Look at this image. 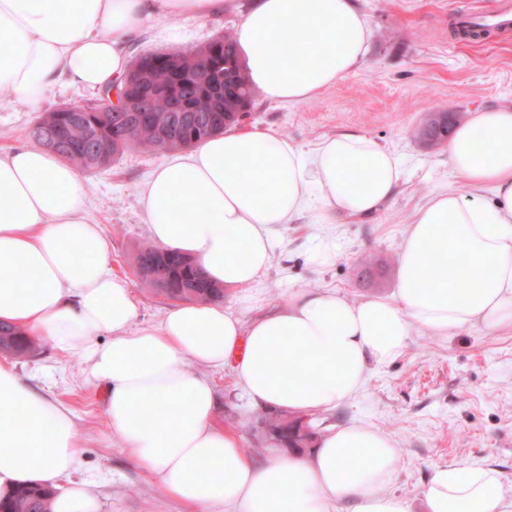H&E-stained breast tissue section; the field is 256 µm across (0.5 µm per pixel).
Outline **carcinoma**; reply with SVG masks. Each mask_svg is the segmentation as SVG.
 I'll use <instances>...</instances> for the list:
<instances>
[{"label": "carcinoma", "instance_id": "cac0c4a2", "mask_svg": "<svg viewBox=\"0 0 512 512\" xmlns=\"http://www.w3.org/2000/svg\"><path fill=\"white\" fill-rule=\"evenodd\" d=\"M145 72L173 85L174 95L150 102L144 111L125 121L119 131L124 147L149 153L189 146L239 122L248 111L254 91L238 59L233 38L224 34L214 42L187 54L150 53L135 58L129 72ZM185 101L192 112L173 111V102ZM111 90L100 93L94 111L75 105L67 112H47L35 124V141L86 172L104 168L121 152L112 145L114 117ZM418 131L426 142L444 141L438 116H426ZM165 131L171 145L164 149L157 134ZM134 273L157 294L173 300L215 302L224 299V289L209 282L188 257L146 242L136 251ZM37 350V340L16 327L0 323V355L22 357ZM262 437L275 448H304L303 439L293 431L288 415L262 411L255 415ZM56 491L37 482L21 483L0 498V512H52Z\"/></svg>", "mask_w": 512, "mask_h": 512}]
</instances>
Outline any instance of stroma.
<instances>
[{
	"instance_id": "obj_1",
	"label": "stroma",
	"mask_w": 512,
	"mask_h": 512,
	"mask_svg": "<svg viewBox=\"0 0 512 512\" xmlns=\"http://www.w3.org/2000/svg\"><path fill=\"white\" fill-rule=\"evenodd\" d=\"M505 0H358L372 31L365 59L345 79L302 104L254 98L239 126L272 131L312 149L327 135L364 132L394 151L405 178L377 214L344 224H323L314 214L278 228L271 264L252 287L224 292V308L251 321L284 309L300 292L336 291L352 300L392 296L397 256L417 209L449 187L468 193L454 175L443 145L416 136L426 113L471 112L512 103V35L493 42H461L453 31L462 14L497 12ZM250 0H231L222 17L187 22L189 39L179 49H197L233 31ZM39 112L0 101V149L33 144ZM159 156L128 148L112 164L90 172L88 211L112 247V271L131 285L139 318L157 322L172 308L132 270L138 246L149 238L140 187ZM333 238L336 259L327 266L309 259L322 238ZM381 260L373 277L359 274V258ZM37 390L72 410L80 441V477L90 479L100 512H188L136 467L117 441L100 396L84 379L85 366L42 346L16 362ZM221 423L236 421L248 457L264 463L273 448L261 443L256 411L230 371L214 373ZM319 429L360 424L394 441L399 459L392 488L424 512L422 491L433 467L479 464L496 468L504 492L512 494V330L477 326L452 336L414 328L393 362L371 365L363 388L335 410L317 415Z\"/></svg>"
}]
</instances>
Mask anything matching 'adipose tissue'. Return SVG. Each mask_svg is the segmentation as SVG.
Listing matches in <instances>:
<instances>
[{"label":"adipose tissue","instance_id":"obj_1","mask_svg":"<svg viewBox=\"0 0 512 512\" xmlns=\"http://www.w3.org/2000/svg\"><path fill=\"white\" fill-rule=\"evenodd\" d=\"M226 0H0V92L33 110L60 85L102 91L129 70L130 48L160 26L223 16ZM355 0H252L234 28L249 84L270 103L299 104L335 86L370 41ZM470 195L448 189L417 210L391 297L298 293L287 308L243 322L224 307L182 301L159 323L138 319L111 246L88 214L84 173L41 146L0 153V321L80 356L113 438L192 512H410L390 486L392 440L332 427L310 452L255 464L217 422L206 370L232 366L249 402L292 414L331 410L370 364L403 351L413 327L451 336L512 328V104L470 113L448 142ZM402 163L364 133L311 150L277 133L234 127L165 157L141 200L149 235L191 258L219 286L266 273L278 227L310 211L324 223L379 212ZM81 442L71 411L0 360V495L36 479L61 486L53 512H98L74 480ZM426 512H512L498 470L435 467Z\"/></svg>","mask_w":512,"mask_h":512}]
</instances>
